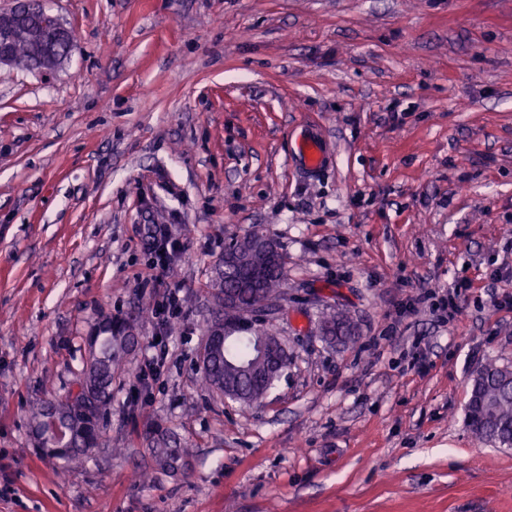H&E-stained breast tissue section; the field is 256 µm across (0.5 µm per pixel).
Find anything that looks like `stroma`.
<instances>
[{
	"mask_svg": "<svg viewBox=\"0 0 512 512\" xmlns=\"http://www.w3.org/2000/svg\"><path fill=\"white\" fill-rule=\"evenodd\" d=\"M46 5L76 50L48 80L0 67V512H512V448L465 423L473 371L512 367V307L487 295L512 293V0ZM307 124L333 150L311 178ZM149 224L181 244L158 280ZM255 230L287 257L291 363L248 407L197 361L224 243ZM462 279L455 318L413 305ZM323 304L355 339L322 338ZM109 318L134 338L111 445L66 471L29 415ZM156 425L189 471L156 467Z\"/></svg>",
	"mask_w": 512,
	"mask_h": 512,
	"instance_id": "obj_1",
	"label": "stroma"
}]
</instances>
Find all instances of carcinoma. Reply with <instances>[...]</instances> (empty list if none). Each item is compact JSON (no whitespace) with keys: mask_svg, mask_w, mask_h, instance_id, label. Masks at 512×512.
<instances>
[{"mask_svg":"<svg viewBox=\"0 0 512 512\" xmlns=\"http://www.w3.org/2000/svg\"><path fill=\"white\" fill-rule=\"evenodd\" d=\"M11 53L17 67L29 69L33 49L27 40L14 41ZM253 266L263 270L262 280L254 289L239 291V305L224 311V325L230 327L228 338L223 348L213 353L207 369L201 371V382L205 388L219 396L228 391L237 402L248 406L261 402L284 373L279 363L256 359L259 342L274 335L272 327L276 317L265 319L266 327L262 329L240 325L244 319L241 310L257 299L286 298L284 266L271 257L260 258L253 262ZM240 273L239 269L226 273L223 266H217L210 289L221 292L226 287L238 286ZM320 329L325 331L323 339L330 342L338 337L350 340L355 336L349 316L338 309L321 312ZM127 340V336L112 333V320L99 324L87 337L88 347L96 350L97 365L94 368L83 366L75 380L81 389L80 396L74 400L68 395L55 398L53 403L44 402L33 411L32 423L35 426L51 408L66 422L75 424L71 447L56 458L72 464L81 461L92 449L105 447L108 425L100 409L112 400V380L123 369ZM481 372L478 402L466 410L467 426L478 438L511 448L512 368L489 362L482 366ZM147 439L159 468L172 471L184 465L186 445L170 431L156 428L149 432Z\"/></svg>","mask_w":512,"mask_h":512,"instance_id":"obj_1","label":"carcinoma"}]
</instances>
